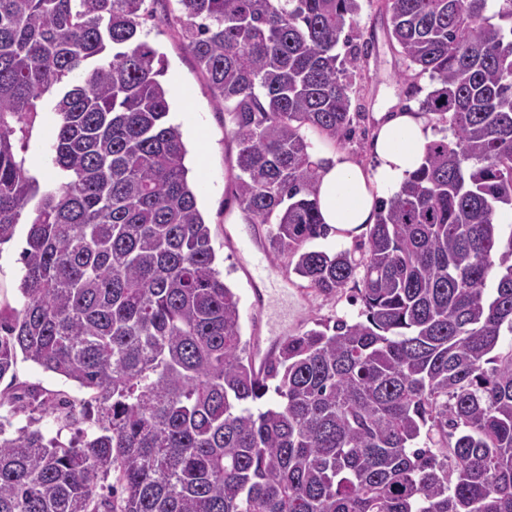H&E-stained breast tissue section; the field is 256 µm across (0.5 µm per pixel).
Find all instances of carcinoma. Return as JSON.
I'll use <instances>...</instances> for the list:
<instances>
[{
  "instance_id": "obj_1",
  "label": "carcinoma",
  "mask_w": 512,
  "mask_h": 512,
  "mask_svg": "<svg viewBox=\"0 0 512 512\" xmlns=\"http://www.w3.org/2000/svg\"><path fill=\"white\" fill-rule=\"evenodd\" d=\"M177 2L238 144L240 208L276 217L271 252L319 293L354 289L365 320L317 321L255 371L146 0H0V245L28 217L0 379L20 354L84 393L78 410L0 392V512H512V0L495 22L488 0H381L454 140L379 201L358 258L303 249L327 234L306 130L350 131L358 0ZM52 91L64 180L42 186L11 120ZM45 414L74 437H46Z\"/></svg>"
}]
</instances>
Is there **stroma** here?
Here are the masks:
<instances>
[{"mask_svg": "<svg viewBox=\"0 0 512 512\" xmlns=\"http://www.w3.org/2000/svg\"><path fill=\"white\" fill-rule=\"evenodd\" d=\"M152 18L142 28L141 37L164 57L165 72L161 78L170 104L168 119L178 123L181 110L177 87L192 94L189 109L203 124L206 137L196 143L191 136L183 141L189 154L203 153L206 171L194 179L198 205L211 227L215 265L225 284L239 299L241 331L244 343L265 335L267 329L282 335L300 334L318 321L339 318L356 321L360 305L347 297H330L306 288L302 278L293 273L288 258L271 260L268 295H260L257 283L250 279L249 254L246 245L267 248L269 225L252 223L239 208L235 186L240 171L236 166L237 145L225 123L224 108L217 104L207 76L199 69L193 55L184 47L180 25L175 20V0H149ZM352 35L361 46L358 67L349 75L352 85L351 105L362 108L364 117L355 125L354 135L345 141H331L316 132H308L312 151L323 154L342 151L370 162V143L376 129V112L389 104L415 108L418 97L408 96L406 65L390 37L388 16L378 8L376 0H360V10L352 21ZM53 95H46L39 105V114L27 132L18 155L29 158L40 154L50 159L52 129L55 125ZM26 225H18L13 239L0 245V306L20 307L22 297L18 286L23 274L20 254L26 246ZM37 386L47 391H65L71 399L82 398L78 386L64 378L45 372L29 361H18L13 376L0 379V391L22 392Z\"/></svg>", "mask_w": 512, "mask_h": 512, "instance_id": "obj_1", "label": "stroma"}]
</instances>
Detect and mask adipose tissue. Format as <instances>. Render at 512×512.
Listing matches in <instances>:
<instances>
[{
    "instance_id": "obj_1",
    "label": "adipose tissue",
    "mask_w": 512,
    "mask_h": 512,
    "mask_svg": "<svg viewBox=\"0 0 512 512\" xmlns=\"http://www.w3.org/2000/svg\"><path fill=\"white\" fill-rule=\"evenodd\" d=\"M373 141L374 162L363 165L337 151L325 156L312 192L321 221L345 239L375 224L380 198L392 196L421 167L432 142L422 112L381 110Z\"/></svg>"
}]
</instances>
